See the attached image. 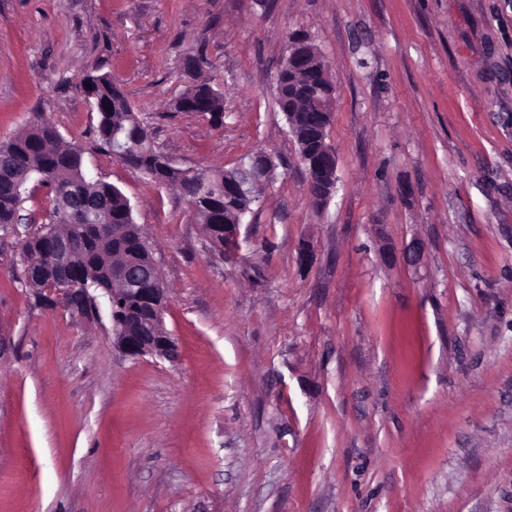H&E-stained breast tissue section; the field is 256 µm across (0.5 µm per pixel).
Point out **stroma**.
<instances>
[{"mask_svg": "<svg viewBox=\"0 0 512 512\" xmlns=\"http://www.w3.org/2000/svg\"><path fill=\"white\" fill-rule=\"evenodd\" d=\"M296 31L336 85L322 208ZM196 53L223 127L170 107ZM94 69L178 167L272 154L236 252L99 148ZM37 112L128 197L179 358L39 298L0 232V512H512V0H0V141ZM281 68L278 73L280 82L277 93L279 109L283 112L287 125L291 121L297 136L300 133L302 144L311 146L317 138L326 137L322 129L330 125V116L327 119L324 115L326 113L319 112L314 106V79L293 68H288V73ZM308 175L320 174L321 185L326 189L323 197L319 198L321 206L327 204L332 197L337 183V161L334 150L329 144L321 146L314 154L301 159Z\"/></svg>", "mask_w": 512, "mask_h": 512, "instance_id": "stroma-1", "label": "stroma"}]
</instances>
